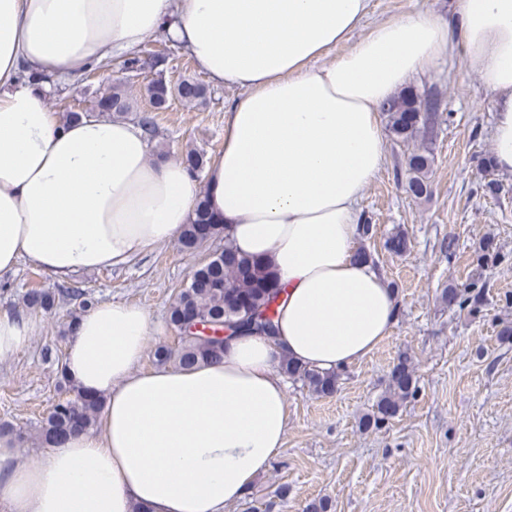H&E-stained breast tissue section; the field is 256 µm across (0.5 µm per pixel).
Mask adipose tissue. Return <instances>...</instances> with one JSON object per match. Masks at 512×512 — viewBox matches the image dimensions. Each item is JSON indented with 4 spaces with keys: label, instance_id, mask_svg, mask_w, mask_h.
Here are the masks:
<instances>
[{
    "label": "adipose tissue",
    "instance_id": "1",
    "mask_svg": "<svg viewBox=\"0 0 512 512\" xmlns=\"http://www.w3.org/2000/svg\"><path fill=\"white\" fill-rule=\"evenodd\" d=\"M369 0H0V275L26 262L60 282L119 269L174 241L205 195L238 252L270 266L279 334L230 340L221 361L139 370L154 332L136 306L74 322L68 377L103 397L30 467L0 435L7 512H224L284 445L282 357L346 370L390 335L399 304L357 256L358 203L384 158L382 105L444 55L465 56L493 99L495 166L512 173V0H458L368 24ZM164 34L212 84L244 95L203 181L151 158L125 120L61 123L19 71L76 75ZM348 51L325 64L330 49ZM39 330L0 310V359Z\"/></svg>",
    "mask_w": 512,
    "mask_h": 512
}]
</instances>
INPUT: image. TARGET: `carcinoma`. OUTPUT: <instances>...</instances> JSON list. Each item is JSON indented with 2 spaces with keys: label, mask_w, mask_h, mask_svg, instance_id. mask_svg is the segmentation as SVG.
Here are the masks:
<instances>
[{
  "label": "carcinoma",
  "mask_w": 512,
  "mask_h": 512,
  "mask_svg": "<svg viewBox=\"0 0 512 512\" xmlns=\"http://www.w3.org/2000/svg\"><path fill=\"white\" fill-rule=\"evenodd\" d=\"M205 96L204 87L184 78L171 84L162 77L153 78L144 85V97L149 109L135 105L126 81L113 79L108 89L89 99L78 108H69L62 114L65 123L89 118H125L135 113L137 124L146 136L153 140L158 135V113L166 112L176 99L184 105L199 102ZM388 131L398 143L420 139L422 151L413 152L405 160L408 192L418 198L431 191L429 168L430 145L438 136L443 109L439 95L431 92L407 91L389 99L382 106ZM205 154L195 148L188 149L182 164L199 176L204 168ZM483 195L498 199L509 193L504 184L490 179L479 184ZM211 225L212 235H224V249L215 252L210 260L196 268L190 283L181 289L169 305V324L178 332L175 347L167 344L156 346L153 358L160 366L191 369L224 358V344L202 332H194L185 324L187 314L193 312L202 322H219L224 330L235 336L242 332L276 338L279 307L278 287L272 270L255 258L239 253L232 245L229 233L223 232L209 212L205 197L198 198L189 221L183 225L179 244L185 251H195L203 246L199 240L200 229ZM508 261V255L493 247L486 240L477 256V267L484 269ZM61 296L78 302L80 311L92 308L94 299L81 289H66ZM441 299L450 308H457L473 318L481 315L488 304L487 283L482 273H477L465 283L446 288ZM27 311L45 312L51 309L56 295L42 289H30L22 296ZM282 372L293 380H299L309 391L326 396L336 392L340 373L319 372L285 357L281 360ZM66 397L57 402L42 421L41 436L48 444H57L69 434L93 428L103 409L102 398L91 396L73 381L64 379ZM417 392L415 371L411 358L398 357L390 371L388 389L376 403L373 414L367 418L368 428L379 429L394 418L403 403Z\"/></svg>",
  "instance_id": "carcinoma-1"
}]
</instances>
